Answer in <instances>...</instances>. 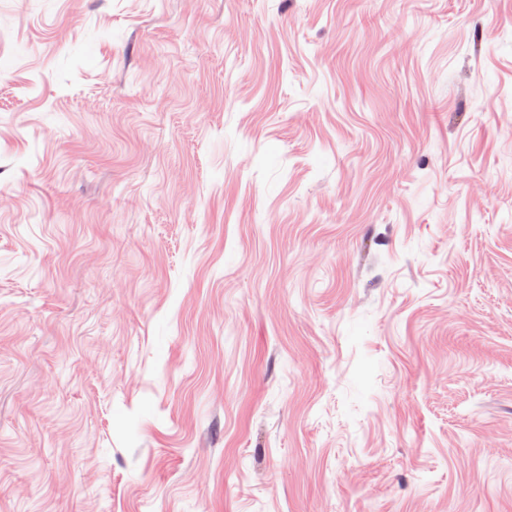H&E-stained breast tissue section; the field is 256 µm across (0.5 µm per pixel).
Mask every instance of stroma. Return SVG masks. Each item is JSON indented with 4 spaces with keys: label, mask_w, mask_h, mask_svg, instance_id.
I'll use <instances>...</instances> for the list:
<instances>
[{
    "label": "stroma",
    "mask_w": 512,
    "mask_h": 512,
    "mask_svg": "<svg viewBox=\"0 0 512 512\" xmlns=\"http://www.w3.org/2000/svg\"><path fill=\"white\" fill-rule=\"evenodd\" d=\"M0 512H512V0H0Z\"/></svg>",
    "instance_id": "35a3bbf8"
}]
</instances>
